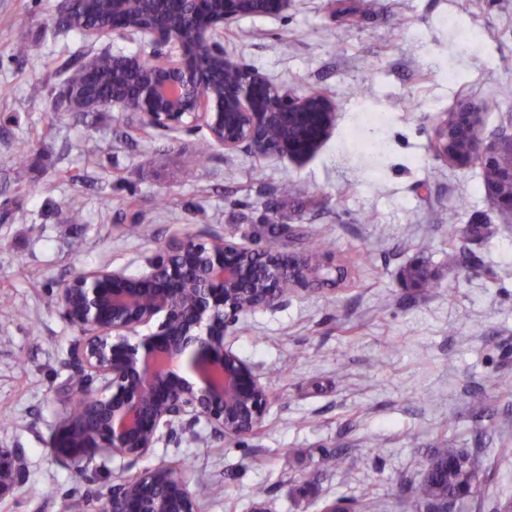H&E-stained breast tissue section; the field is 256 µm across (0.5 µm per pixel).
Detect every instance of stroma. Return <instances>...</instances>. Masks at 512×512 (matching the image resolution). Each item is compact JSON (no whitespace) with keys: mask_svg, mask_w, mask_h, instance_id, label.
<instances>
[{"mask_svg":"<svg viewBox=\"0 0 512 512\" xmlns=\"http://www.w3.org/2000/svg\"><path fill=\"white\" fill-rule=\"evenodd\" d=\"M57 3L0 0V297L10 299L0 304V448L26 463L0 512H101L119 462L78 474L50 450L62 412L54 390L79 337L57 290L101 267L139 274L177 232L284 255L323 232L322 263L347 272L337 286L290 291L234 331L273 396L260 434L229 442L201 421L162 437L141 467L181 462L191 489L209 496L200 512H323L363 494L367 512H424L410 488L432 449L463 448L482 469L469 512L512 498V389L492 384L512 375V218L479 166L430 150L449 113L488 97L499 109L482 113L481 138L512 136V0H291L281 15L241 19L253 37L225 33V52L282 89L336 103L330 137L302 162L224 151L203 128L145 136L117 111H51L61 66L152 50L59 26ZM19 42L26 56H15ZM287 181L308 195H283ZM73 205L83 223H71ZM474 220L489 226L481 240L449 242V225ZM131 224L150 225L151 237L128 235ZM359 250L366 264L350 267ZM414 263L433 292L405 281ZM471 390L484 393L485 416L471 412ZM339 448L343 473L326 461Z\"/></svg>","mask_w":512,"mask_h":512,"instance_id":"stroma-1","label":"stroma"}]
</instances>
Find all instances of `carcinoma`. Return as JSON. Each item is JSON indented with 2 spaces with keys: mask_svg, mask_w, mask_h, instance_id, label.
Listing matches in <instances>:
<instances>
[{
  "mask_svg": "<svg viewBox=\"0 0 512 512\" xmlns=\"http://www.w3.org/2000/svg\"><path fill=\"white\" fill-rule=\"evenodd\" d=\"M512 165V146L500 144L491 160L481 164V182L486 192L491 193L497 187L500 172ZM485 231L483 224H468L464 227H448V243L452 244L461 237L479 238ZM405 280L414 288L425 292L437 287L434 279L419 272L415 265L407 269ZM480 469L477 458L459 448H434L429 457L426 474L418 483L412 485V498L425 506L448 501V512H461L466 503L480 495Z\"/></svg>",
  "mask_w": 512,
  "mask_h": 512,
  "instance_id": "carcinoma-1",
  "label": "carcinoma"
}]
</instances>
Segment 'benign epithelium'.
I'll return each instance as SVG.
<instances>
[{
    "label": "benign epithelium",
    "mask_w": 512,
    "mask_h": 512,
    "mask_svg": "<svg viewBox=\"0 0 512 512\" xmlns=\"http://www.w3.org/2000/svg\"><path fill=\"white\" fill-rule=\"evenodd\" d=\"M290 0H60L57 17L91 35L142 34L153 51L112 54L104 80L87 59L68 78L63 112L99 108L102 84L112 106L137 118L139 128L179 132L199 123L227 151L257 158L310 157L335 120L334 102L320 92L286 94L259 70L224 53V25L253 15H280ZM473 147L453 148L448 123L436 130V155L458 164L478 152L487 160L495 141L481 143L477 113L469 112ZM508 190L493 197L512 213ZM332 280L308 253L284 257L221 237L185 235L147 259L137 276L99 268L58 289L57 307L81 339L70 352L74 381L55 395L67 405L85 398L77 414L65 412L51 449L68 468L126 461L128 475L112 487L106 512H197V497L174 467L138 469L163 428L203 420L212 434L232 441L260 428L270 396L253 367L228 337L247 314L275 308L299 286L317 289ZM157 322L156 329L139 328ZM25 459L0 448V498L19 486Z\"/></svg>",
    "instance_id": "1"
}]
</instances>
